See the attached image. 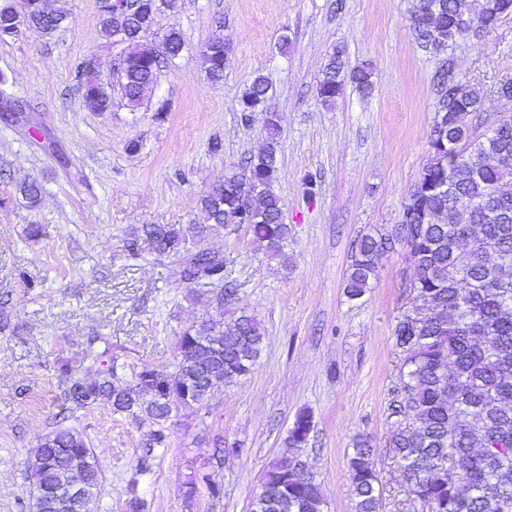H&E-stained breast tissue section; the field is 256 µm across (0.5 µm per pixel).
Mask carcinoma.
<instances>
[{"instance_id":"cac0c4a2","label":"carcinoma","mask_w":512,"mask_h":512,"mask_svg":"<svg viewBox=\"0 0 512 512\" xmlns=\"http://www.w3.org/2000/svg\"><path fill=\"white\" fill-rule=\"evenodd\" d=\"M179 0H144L143 12L103 20V36L125 45L121 90L135 111L156 81L161 57L174 59L185 42L172 26L162 45L145 40L155 15L178 10ZM512 12V0H419L413 20L425 47L447 50L469 32L494 30ZM68 18L63 8L39 0L17 6L0 4V31L18 23L44 36ZM343 50H333L321 70L317 93L331 105L349 81L364 94L372 91V71L345 68ZM228 54L221 38L201 52L207 77L224 78ZM83 103L90 112L112 107V93L94 76L92 60L83 62ZM439 108L428 136L429 160L405 198L401 220L386 234H364L351 251L346 294L360 298L375 279L380 259L401 244L403 230L415 257L413 288L428 311L403 316L394 329L403 354L401 386L392 405L394 448L402 480L414 499L431 512H512V121L491 133L476 134L466 117L482 112L483 91L442 69L435 75ZM268 82L252 79L240 99L244 119L267 100ZM264 147L246 159L248 175L231 174L198 199L203 224H144L127 241L136 255L145 242L159 256L184 258L180 281L189 287L204 280L233 292L224 257L204 246L214 232L247 225L269 257L279 256L290 233L282 223L283 203L274 191L278 172L279 117L268 113ZM264 345L257 319L244 312L224 318V295L216 317L191 325L177 336L174 370L144 368L117 386L123 365L109 343L85 351L97 365L87 378L67 363L64 404L74 412L109 404L112 412L156 425L140 448L145 473L155 451L169 444L166 422L173 411L201 404L224 383L252 372ZM312 429L310 416H297L285 441L287 451L263 472L252 512H324L320 484L302 448ZM35 490V512H92L102 471L92 448L77 432L59 428L46 435L28 460ZM355 512H380L374 446L368 436L354 441L348 460ZM87 498L74 496L75 482Z\"/></svg>"}]
</instances>
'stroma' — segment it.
Returning a JSON list of instances; mask_svg holds the SVG:
<instances>
[{"instance_id":"obj_1","label":"stroma","mask_w":512,"mask_h":512,"mask_svg":"<svg viewBox=\"0 0 512 512\" xmlns=\"http://www.w3.org/2000/svg\"><path fill=\"white\" fill-rule=\"evenodd\" d=\"M65 2L55 34L25 29L0 42V512H21L27 461L60 427L87 440L102 470L93 512H126L132 479L144 512H250L264 468L303 412L313 424L303 458L324 512H354L348 458L359 434L377 446L382 512H430L405 491L389 446L401 367L393 331L413 308V267L402 248L391 250L356 300L346 274L358 236L399 223L429 158L443 58L483 88L484 116L512 119V103L493 92L512 78V14L439 55L415 38L416 0H180L176 14L157 15L149 38L160 42L175 25L185 47L133 112L116 70L124 47L103 37L98 0ZM217 36L230 54L214 83L200 55ZM337 46L348 66L372 69L374 87L365 95L346 84L325 105L317 82ZM90 56L111 88L105 112L82 103L78 67ZM258 75L270 91L246 122L239 100ZM269 112L281 123L274 190L291 230L284 254L267 257L244 226L206 242L236 286L225 311L253 315L265 345L252 374L172 413L168 447L138 473L150 424L102 407L64 411L57 362L79 365L101 337L126 372L174 368L177 335L215 315L218 291L196 294L180 280L178 257L147 248L131 256L125 238L135 225L202 222L199 196L264 146ZM31 181L42 188L33 208L18 192ZM30 224L45 225L39 241L27 240ZM227 443L239 454L217 458ZM192 479L199 491L189 502L183 485ZM212 484L222 497H211Z\"/></svg>"}]
</instances>
